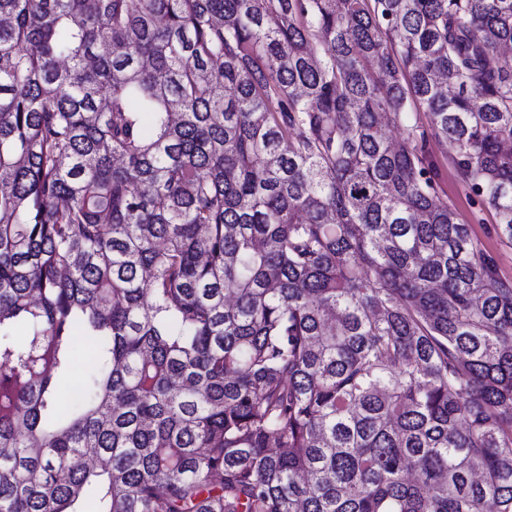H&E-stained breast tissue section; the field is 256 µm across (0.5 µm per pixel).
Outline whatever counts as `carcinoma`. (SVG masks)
I'll return each mask as SVG.
<instances>
[{"instance_id": "1", "label": "carcinoma", "mask_w": 512, "mask_h": 512, "mask_svg": "<svg viewBox=\"0 0 512 512\" xmlns=\"http://www.w3.org/2000/svg\"><path fill=\"white\" fill-rule=\"evenodd\" d=\"M508 44L512 0H0V512H512V280L428 158L512 244ZM429 151L439 169L440 197L456 211L462 223L468 224L475 241L495 259L499 275L512 279V245L500 237L494 211L481 206L471 196L456 169L448 163L449 148L432 139Z\"/></svg>"}]
</instances>
